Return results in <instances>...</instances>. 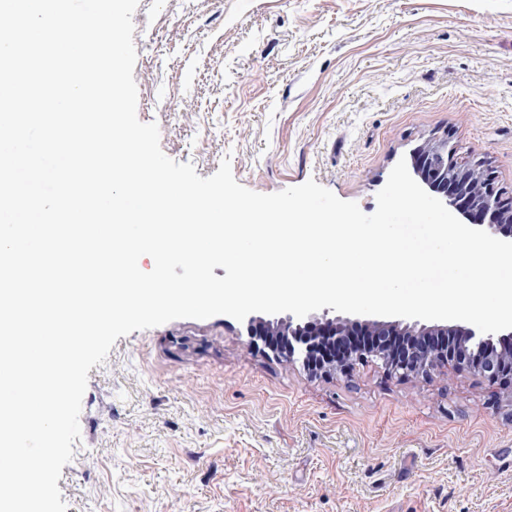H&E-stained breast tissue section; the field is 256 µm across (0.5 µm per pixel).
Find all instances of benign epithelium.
<instances>
[{
  "label": "benign epithelium",
  "instance_id": "benign-epithelium-1",
  "mask_svg": "<svg viewBox=\"0 0 512 512\" xmlns=\"http://www.w3.org/2000/svg\"><path fill=\"white\" fill-rule=\"evenodd\" d=\"M414 171L421 183L441 195L468 224L485 226L492 233L512 239V206L496 187L492 175L482 166L461 164L456 147L446 137L430 140L414 155ZM269 329H288V343L272 347L277 357L308 367L318 341L331 337L345 342L344 356L329 363L327 370L345 372L350 362L371 358L401 377L428 376L446 366L468 370L507 390L512 403V331L495 348L493 334L463 326H417L376 321L364 324L367 334L378 340L361 344L348 342L360 331L359 323L332 318L313 325L288 316L267 324Z\"/></svg>",
  "mask_w": 512,
  "mask_h": 512
}]
</instances>
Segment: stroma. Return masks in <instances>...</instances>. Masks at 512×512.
Masks as SVG:
<instances>
[{
  "mask_svg": "<svg viewBox=\"0 0 512 512\" xmlns=\"http://www.w3.org/2000/svg\"><path fill=\"white\" fill-rule=\"evenodd\" d=\"M137 116L201 177L315 180L366 214L450 137L512 192V0H139ZM227 315L119 337L88 372L67 512H512V404L445 367L311 374Z\"/></svg>",
  "mask_w": 512,
  "mask_h": 512,
  "instance_id": "obj_1",
  "label": "stroma"
}]
</instances>
